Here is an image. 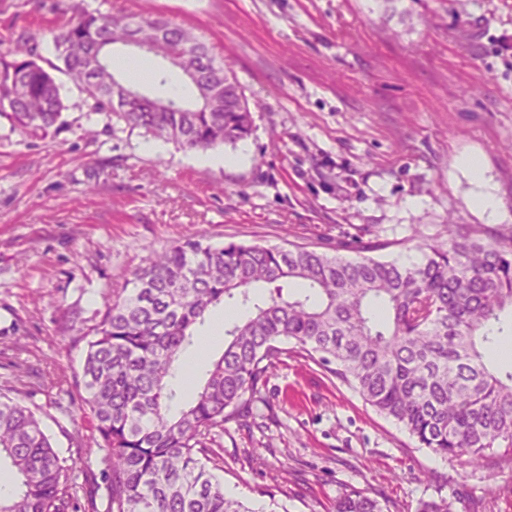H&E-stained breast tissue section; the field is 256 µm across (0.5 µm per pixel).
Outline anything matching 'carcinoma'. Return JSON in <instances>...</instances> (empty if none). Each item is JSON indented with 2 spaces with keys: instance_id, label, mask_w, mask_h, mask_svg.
I'll list each match as a JSON object with an SVG mask.
<instances>
[{
  "instance_id": "obj_1",
  "label": "carcinoma",
  "mask_w": 512,
  "mask_h": 512,
  "mask_svg": "<svg viewBox=\"0 0 512 512\" xmlns=\"http://www.w3.org/2000/svg\"><path fill=\"white\" fill-rule=\"evenodd\" d=\"M54 34L64 73L94 111L159 139L206 152L236 146L253 119L233 70L216 61L193 31L163 18L122 22L83 3ZM136 27L138 51L177 71L192 68V92L228 97L213 112H190L178 94L160 109L116 99L112 38ZM35 38L22 34L0 51V116L27 136L63 125L62 85L36 61ZM416 261L376 259L390 246L359 242L353 259L313 248L271 249L189 235L133 272L132 288L106 297L89 333L75 385L90 411L102 452L100 474L85 473L88 512L104 488L106 512H252L229 496L214 471L224 468L215 432L249 414L273 360L294 342L311 361L350 385L377 412L403 426L417 447L478 466L492 455L512 465V365L489 355L512 339V228L450 224L447 236L407 238ZM223 306L244 313L224 323V352L202 387L172 411L168 379L196 327ZM18 489L0 512H70L71 473L81 457L53 448L35 412L0 395V462ZM333 512H385L366 492L344 489ZM416 512H453L440 496Z\"/></svg>"
}]
</instances>
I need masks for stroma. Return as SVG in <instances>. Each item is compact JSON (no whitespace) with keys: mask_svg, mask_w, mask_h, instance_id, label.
<instances>
[{"mask_svg":"<svg viewBox=\"0 0 512 512\" xmlns=\"http://www.w3.org/2000/svg\"><path fill=\"white\" fill-rule=\"evenodd\" d=\"M76 0H0V50L36 36L42 66ZM114 15L193 28L226 58L253 132L207 166L172 142L94 113L57 74L66 108L57 134L32 139L0 118V393L35 411L54 448L99 470L98 434L74 375L80 331L121 293L150 250L195 231L212 245L311 244L353 258L354 242L390 241L404 261L412 232L512 226V0H88ZM116 46L115 75L168 96L186 84ZM474 155L480 174L463 163ZM218 476L263 512H328L357 488L389 512L448 497L454 512H512V467H465L417 447L327 368L289 348L269 368L247 420L225 424Z\"/></svg>","mask_w":512,"mask_h":512,"instance_id":"obj_1","label":"stroma"}]
</instances>
